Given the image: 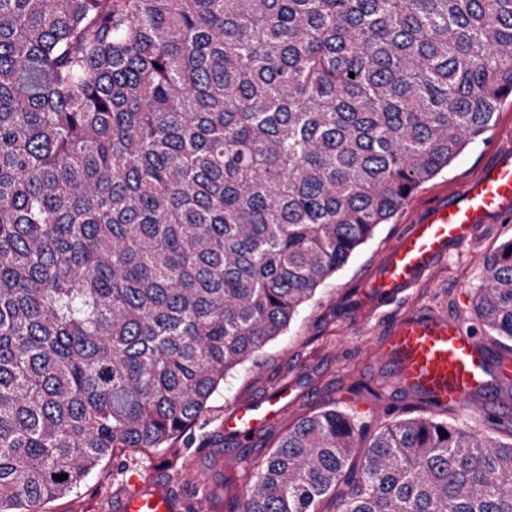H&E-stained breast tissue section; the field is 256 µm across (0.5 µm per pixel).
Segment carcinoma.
Instances as JSON below:
<instances>
[{
    "mask_svg": "<svg viewBox=\"0 0 512 512\" xmlns=\"http://www.w3.org/2000/svg\"><path fill=\"white\" fill-rule=\"evenodd\" d=\"M511 93L512 0H0V512L191 427ZM244 512H512V431L331 407Z\"/></svg>",
    "mask_w": 512,
    "mask_h": 512,
    "instance_id": "obj_1",
    "label": "carcinoma"
}]
</instances>
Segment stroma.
Instances as JSON below:
<instances>
[{
    "mask_svg": "<svg viewBox=\"0 0 512 512\" xmlns=\"http://www.w3.org/2000/svg\"><path fill=\"white\" fill-rule=\"evenodd\" d=\"M509 147L512 95L504 100L494 125L379 225L345 267L317 290L284 335L225 377L190 429L168 447L123 452L103 460L69 493L40 504L39 512H105L112 493L131 474L155 472L172 480L186 500L199 499L208 489L221 505L219 512H240L242 487L249 477L247 460L262 457L304 414L333 406L355 415L369 435L394 419L429 415L507 436L512 431V385L501 387L490 411L478 398L457 409L436 408L424 395L397 390L394 373L381 361L378 349L396 321L410 315H436L469 327L495 353L512 354L511 342L485 335L472 308L485 260L512 239V219L495 216L480 225L472 243L450 250L397 299L365 305L359 285L430 204L452 197ZM285 386L292 388L294 403L251 445L236 449L244 463L236 473H226L225 410L239 401L262 400Z\"/></svg>",
    "mask_w": 512,
    "mask_h": 512,
    "instance_id": "1",
    "label": "stroma"
}]
</instances>
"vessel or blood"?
I'll return each mask as SVG.
<instances>
[{"mask_svg": "<svg viewBox=\"0 0 512 512\" xmlns=\"http://www.w3.org/2000/svg\"><path fill=\"white\" fill-rule=\"evenodd\" d=\"M512 212V151L502 153L482 175L452 199L434 202L385 254L378 272L362 283L374 302L412 287L450 248L471 242L479 225ZM379 355L403 391L426 396L439 408L492 394L512 382V358H495L464 324L436 316H408L384 336ZM292 397L280 390L261 405L235 404L224 416V433L235 440L256 437L287 411ZM110 512H182L171 483L133 478L108 504Z\"/></svg>", "mask_w": 512, "mask_h": 512, "instance_id": "1", "label": "vessel or blood"}]
</instances>
